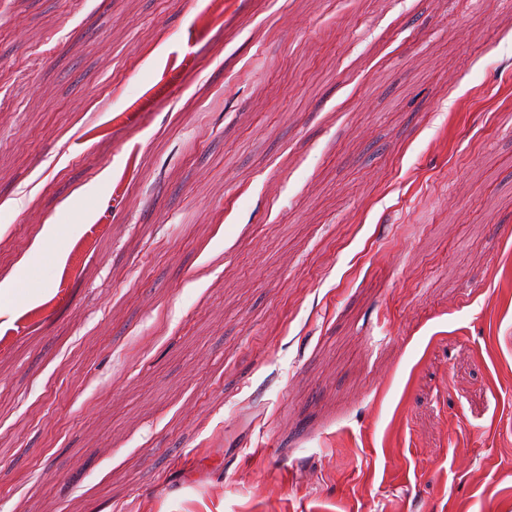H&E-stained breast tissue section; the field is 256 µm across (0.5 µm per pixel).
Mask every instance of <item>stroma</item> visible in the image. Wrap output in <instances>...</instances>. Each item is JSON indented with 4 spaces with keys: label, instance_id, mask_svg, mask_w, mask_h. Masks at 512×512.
Returning <instances> with one entry per match:
<instances>
[{
    "label": "stroma",
    "instance_id": "stroma-1",
    "mask_svg": "<svg viewBox=\"0 0 512 512\" xmlns=\"http://www.w3.org/2000/svg\"><path fill=\"white\" fill-rule=\"evenodd\" d=\"M223 2L0 15V512H512V0Z\"/></svg>",
    "mask_w": 512,
    "mask_h": 512
}]
</instances>
